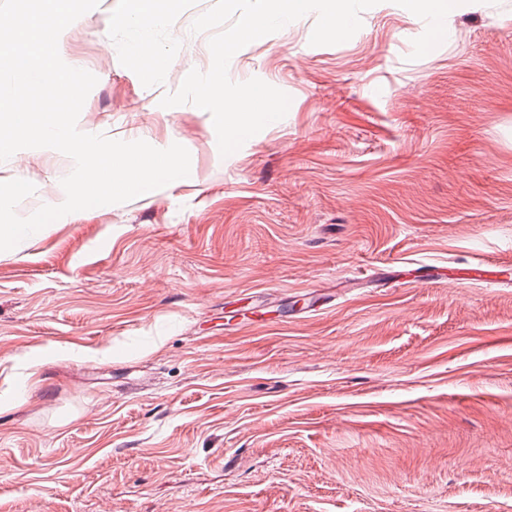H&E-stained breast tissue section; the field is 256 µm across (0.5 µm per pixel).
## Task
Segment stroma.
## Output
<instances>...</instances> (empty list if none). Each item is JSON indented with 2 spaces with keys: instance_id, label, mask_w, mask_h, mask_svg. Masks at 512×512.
<instances>
[{
  "instance_id": "stroma-1",
  "label": "stroma",
  "mask_w": 512,
  "mask_h": 512,
  "mask_svg": "<svg viewBox=\"0 0 512 512\" xmlns=\"http://www.w3.org/2000/svg\"><path fill=\"white\" fill-rule=\"evenodd\" d=\"M216 0L120 25L100 0L60 56L98 82L81 132L190 153L188 177L67 214L0 251V512H512V0H380L348 41L316 13L234 54L287 114L221 156L209 112L162 107L208 71ZM149 39L166 69L145 79ZM51 149L0 162L36 191Z\"/></svg>"
}]
</instances>
